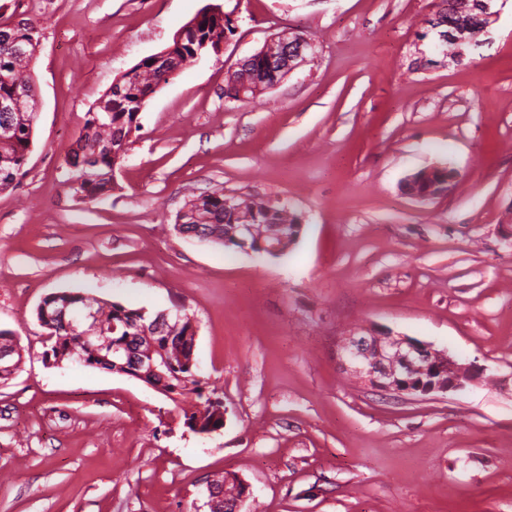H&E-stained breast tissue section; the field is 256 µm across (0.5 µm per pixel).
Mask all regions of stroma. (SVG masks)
I'll return each mask as SVG.
<instances>
[{"label":"stroma","mask_w":512,"mask_h":512,"mask_svg":"<svg viewBox=\"0 0 512 512\" xmlns=\"http://www.w3.org/2000/svg\"><path fill=\"white\" fill-rule=\"evenodd\" d=\"M209 0H0L34 23L41 101L22 174L0 191V329L23 362L0 383V512H193L208 479L249 485L248 512H512V0L465 61L438 49L440 0H221L236 32L140 114L111 192L65 187L88 108L171 44ZM283 29L316 56L256 98L224 95ZM447 166L431 199L407 176ZM223 187L303 217L287 255L183 236L185 202ZM80 289L198 325L223 429L185 433L142 381L51 367L35 309ZM383 329L487 367L460 392L406 399L340 365ZM432 168L425 171V178H429L424 182L422 189H420L421 181L415 174L406 179L404 186L407 194L418 199H430L448 191V187L455 178V172L447 167ZM435 171H439L436 176L433 175Z\"/></svg>","instance_id":"obj_1"}]
</instances>
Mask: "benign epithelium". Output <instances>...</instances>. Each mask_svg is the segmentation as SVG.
<instances>
[{"label": "benign epithelium", "instance_id": "obj_1", "mask_svg": "<svg viewBox=\"0 0 512 512\" xmlns=\"http://www.w3.org/2000/svg\"><path fill=\"white\" fill-rule=\"evenodd\" d=\"M446 22L442 14H435L431 27L438 30L439 39L451 41L455 45L454 61L466 57L465 49L477 43V37L486 32L482 27L472 32L455 34L445 29ZM279 42V54L270 58L267 73L262 78L248 72L253 57L238 63L243 71L241 83L237 85L238 100H245L247 90H266L275 86L281 79L295 70L304 60L305 52L314 51L312 39L304 36L292 38H272ZM4 112L40 110L38 98L16 96L13 100L0 106ZM427 180L422 182L416 175L405 181L407 194L418 199L434 198L446 191L455 178V172L441 166L426 170ZM254 228L241 224L234 228L229 236L241 246V251L253 252L252 236ZM341 366L370 387L401 394H422L457 392L479 380L484 368L472 362L466 363L445 350H438L432 345L406 336L395 335L390 331L367 333L347 337L340 346ZM249 498V487L241 484L240 494L233 500L224 498L223 487L216 481L207 483L204 501L194 505L195 512H221L230 506L233 512H242Z\"/></svg>", "mask_w": 512, "mask_h": 512}]
</instances>
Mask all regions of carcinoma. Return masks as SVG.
<instances>
[{"mask_svg": "<svg viewBox=\"0 0 512 512\" xmlns=\"http://www.w3.org/2000/svg\"><path fill=\"white\" fill-rule=\"evenodd\" d=\"M194 27L214 45L224 41L225 33H233L230 21L222 13L201 8L192 18ZM36 26L27 23L18 29L22 41L12 43L0 33V99L15 95H33L31 85L32 65L36 59L39 39L34 34ZM168 83L167 72L154 66L146 57L122 76L119 91H108L103 98L90 107L79 136L70 154L71 171L65 185L75 198L86 200L104 195L114 188L112 169L117 158L112 149L121 152L132 133L139 130L138 110L146 103V97ZM37 115L24 111L12 112L9 117L10 132L0 133V191L13 186L16 176L23 168L26 155L33 143V131ZM224 189L218 188L208 194L193 197L186 205L197 213V221L186 225V231L201 233L207 241L227 250H236L234 242H224L234 224H252L257 237L268 248L282 244L279 236L271 233L270 221L291 227L300 225L301 217L277 199L256 200L248 195L236 199L240 210L236 215L224 212ZM80 310L90 317L73 325L55 318L47 320L45 314L57 310ZM140 309L130 308L119 302L98 299L81 290H63L48 294L36 309V318L50 335L56 338L51 352L44 353V360L55 364H66L74 360L85 366L120 373L123 368L112 364V340H125L128 330L124 323L139 315ZM191 318L185 312L169 320L167 335L147 340L136 334L126 340L132 352H145L155 348L154 357H165L169 368L166 379L147 375L141 381L154 386L162 385L163 393L183 412V422L197 420L201 431L213 432L224 428L223 397L217 388H209L196 365L193 339L188 337ZM0 350L12 352L11 363L0 369V381L8 380L16 373L22 362L21 349L15 336L8 330H0Z\"/></svg>", "mask_w": 512, "mask_h": 512, "instance_id": "carcinoma-1", "label": "carcinoma"}]
</instances>
